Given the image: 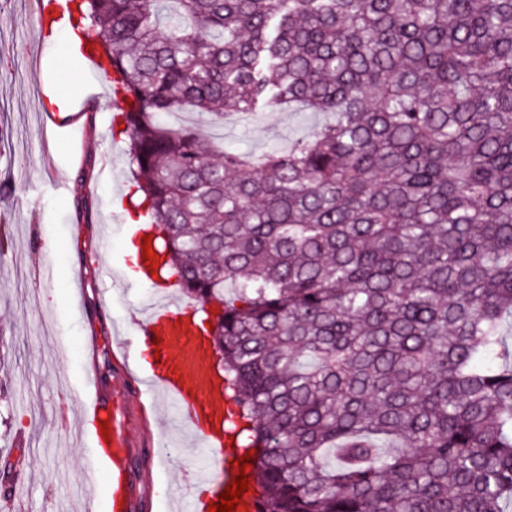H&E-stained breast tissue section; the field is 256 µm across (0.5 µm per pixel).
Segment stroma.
<instances>
[{"label":"stroma","mask_w":512,"mask_h":512,"mask_svg":"<svg viewBox=\"0 0 512 512\" xmlns=\"http://www.w3.org/2000/svg\"><path fill=\"white\" fill-rule=\"evenodd\" d=\"M0 48V236L10 243L0 252V374L8 388L0 446L20 444L16 480L25 486L0 512H73L72 494L94 456L90 434L73 433L88 372L104 404L127 395L133 440L153 449L163 438L174 449L139 467L144 512H186L180 488L188 472L216 470L219 460L161 393H142L138 355L119 346L136 334L157 291L107 277L109 266L132 262L133 225L119 207L133 191L125 139L104 133L120 107L89 95L67 35L39 39L27 0H0ZM47 88L80 97L76 135H58L41 111ZM323 120L282 109L228 118L209 133L225 148L259 157L287 150ZM47 258L50 278L40 274Z\"/></svg>","instance_id":"stroma-1"}]
</instances>
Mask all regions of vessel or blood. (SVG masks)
Returning <instances> with one entry per match:
<instances>
[{
	"label": "vessel or blood",
	"mask_w": 512,
	"mask_h": 512,
	"mask_svg": "<svg viewBox=\"0 0 512 512\" xmlns=\"http://www.w3.org/2000/svg\"><path fill=\"white\" fill-rule=\"evenodd\" d=\"M144 343L159 342L161 368L154 382L174 404L189 413L198 436L210 448L224 450L231 441L225 429L224 395L219 391L211 366L208 342L197 336L186 316L172 301L162 300L138 323ZM86 415L107 422L112 440V512H140L142 498L136 490L141 481L132 466L139 450L128 431L129 407L116 400L104 405L92 399L82 407ZM219 489L211 474L194 473L185 486L188 512H207L217 503Z\"/></svg>",
	"instance_id": "vessel-or-blood-1"
}]
</instances>
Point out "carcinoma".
I'll return each instance as SVG.
<instances>
[{
    "label": "carcinoma",
    "instance_id": "1",
    "mask_svg": "<svg viewBox=\"0 0 512 512\" xmlns=\"http://www.w3.org/2000/svg\"><path fill=\"white\" fill-rule=\"evenodd\" d=\"M261 512H512V0H63ZM282 106L288 151L198 128ZM196 113L198 128L176 126ZM20 459L5 457L10 494Z\"/></svg>",
    "mask_w": 512,
    "mask_h": 512
}]
</instances>
